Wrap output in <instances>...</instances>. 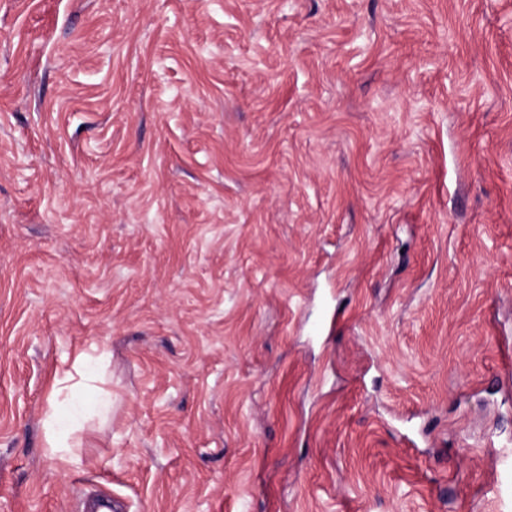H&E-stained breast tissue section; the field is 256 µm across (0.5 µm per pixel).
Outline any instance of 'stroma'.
<instances>
[{
    "label": "stroma",
    "mask_w": 512,
    "mask_h": 512,
    "mask_svg": "<svg viewBox=\"0 0 512 512\" xmlns=\"http://www.w3.org/2000/svg\"><path fill=\"white\" fill-rule=\"evenodd\" d=\"M507 340L512 0H0V512H512ZM73 369L79 380L71 385L67 383L75 380L71 372H65L62 377L56 376L52 385L48 408L45 413V426L47 430V444L52 455L57 456L62 462L72 464L77 461L73 448H81V440L76 437V432L81 424L77 412L69 416H63L59 412V398L66 390L76 387L91 392L95 396V413L102 419L108 417L112 410L111 393L106 390L103 375L88 367V355L79 353L73 364Z\"/></svg>",
    "instance_id": "stroma-1"
}]
</instances>
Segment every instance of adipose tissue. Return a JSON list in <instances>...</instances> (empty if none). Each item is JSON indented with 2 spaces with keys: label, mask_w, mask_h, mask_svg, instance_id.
I'll return each mask as SVG.
<instances>
[{
  "label": "adipose tissue",
  "mask_w": 512,
  "mask_h": 512,
  "mask_svg": "<svg viewBox=\"0 0 512 512\" xmlns=\"http://www.w3.org/2000/svg\"><path fill=\"white\" fill-rule=\"evenodd\" d=\"M72 381L77 382L79 387L94 395L95 412L100 418H107L112 410V397L103 386L102 374L89 369L87 354L79 353L72 371L55 378L45 413L47 444L50 451L52 455L67 464L76 462L75 450L81 445V440L77 436L81 427L78 416L74 414L64 416L59 412L60 398L67 390L69 382Z\"/></svg>",
  "instance_id": "adipose-tissue-1"
}]
</instances>
